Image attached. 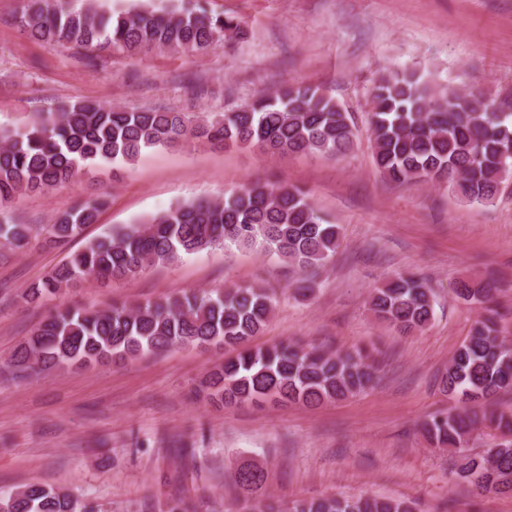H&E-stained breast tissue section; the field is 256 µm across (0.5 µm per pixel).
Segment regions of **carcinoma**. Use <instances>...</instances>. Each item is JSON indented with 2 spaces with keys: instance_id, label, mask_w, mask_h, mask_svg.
Segmentation results:
<instances>
[{
  "instance_id": "1",
  "label": "carcinoma",
  "mask_w": 512,
  "mask_h": 512,
  "mask_svg": "<svg viewBox=\"0 0 512 512\" xmlns=\"http://www.w3.org/2000/svg\"><path fill=\"white\" fill-rule=\"evenodd\" d=\"M20 23L35 41L86 50L83 62L89 68L97 66L96 50L195 53L216 49L242 33L240 21L209 10L207 0H195L191 8L142 0L122 11L88 0L79 12L64 9L62 0H25ZM367 105L374 163L391 182H446L467 202L489 207L503 181L512 177V111L497 109L478 94L437 85L424 73L405 68L379 74L368 89ZM194 140L259 147L275 157L335 159L347 156L357 144L349 113L320 87L303 82L260 91L238 109L206 119L190 112L128 110L78 100L22 130H0V244L23 249L39 238L48 246L68 242L96 223L103 205L99 198L90 199L50 224H22L4 209L16 196L60 188L97 164L131 163L145 149L180 147ZM341 243V227L326 222L303 191L255 180L222 200L186 201L135 225L110 228L28 286L22 299L40 304L89 277L105 281L133 276L156 263L220 246L257 249L306 272L332 259ZM454 291L484 305V314L442 377L444 388L463 407L431 417L422 430L436 445L460 453L486 423L512 434L511 415L487 410L494 395L512 390V344L499 335L490 307L494 281L462 279ZM276 306L275 294L247 285L215 294L189 290L95 311L56 309L15 349L9 367L28 376L177 346L222 345L224 361L209 372L200 392L226 406H314L359 393L375 382L378 365L367 351L305 348L291 341L252 346ZM371 310L402 333L418 331L434 317L432 290L421 277L400 275L374 290ZM462 460L458 474L478 489L512 493L511 439L480 458L464 455ZM236 482L242 491L237 512H275L256 497L265 482L262 470L244 467ZM0 512L96 510L56 487L33 484L1 496ZM289 512L420 510L414 501L360 495L302 500Z\"/></svg>"
}]
</instances>
